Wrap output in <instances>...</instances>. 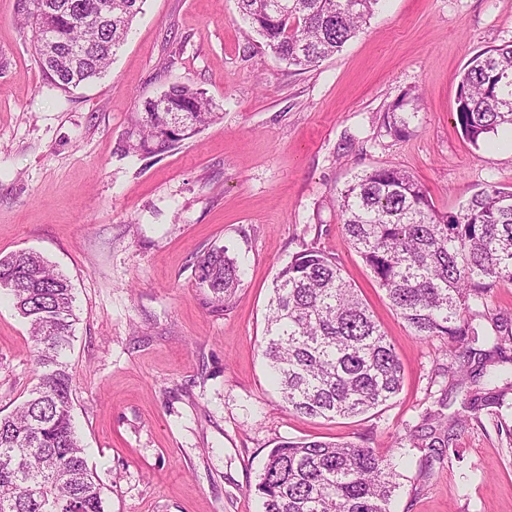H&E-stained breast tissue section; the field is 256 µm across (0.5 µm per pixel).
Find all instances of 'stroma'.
<instances>
[{
  "label": "stroma",
  "mask_w": 512,
  "mask_h": 512,
  "mask_svg": "<svg viewBox=\"0 0 512 512\" xmlns=\"http://www.w3.org/2000/svg\"><path fill=\"white\" fill-rule=\"evenodd\" d=\"M512 44V0H381L335 55L276 60L237 0H146L101 78L44 80L17 0H0V254L44 256L71 281L66 361L73 421L104 512H263L255 492L288 438L353 440L397 473L390 512H512V374L502 404L453 425L470 382L442 366L447 337H415L346 241L338 192L363 170L414 175L438 210L512 188V148L475 146L456 123L462 70ZM187 84L220 117L157 156L127 151L131 114ZM407 133L388 132L398 100ZM229 247L245 275L218 303L194 267ZM335 257L404 368L399 393L350 418L284 408L262 356L274 279L306 248ZM29 326L0 289V415L36 384ZM458 455L431 457L409 427L438 399Z\"/></svg>",
  "instance_id": "1"
}]
</instances>
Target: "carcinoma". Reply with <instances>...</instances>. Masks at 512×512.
Segmentation results:
<instances>
[{
    "mask_svg": "<svg viewBox=\"0 0 512 512\" xmlns=\"http://www.w3.org/2000/svg\"><path fill=\"white\" fill-rule=\"evenodd\" d=\"M19 8L35 39L53 34L57 55L84 47L83 63L61 68L38 52L44 79L67 92L102 75L145 0H112V26L98 21L105 0H27ZM243 19L273 55L304 69L335 54L372 17L379 0H237ZM404 103L388 109L385 126L407 132ZM216 113L203 93L173 85L146 100L135 116L128 149L160 155L196 135ZM456 121L477 146L512 126V44L481 51L463 68ZM346 238L369 268L397 315L421 339L444 335L464 349L448 374L476 383L493 372L512 333L490 335L472 305L490 289L512 284V190L489 186L455 212H440L409 173L375 167L355 176L338 195ZM200 285L224 303L242 271L229 248L209 250L196 263ZM27 319L42 368L39 381L9 415L0 416V512H104L101 487L88 468L72 416L71 377L64 353L73 337L74 296L69 279L42 256H0V284ZM270 299L263 355L286 409L302 417H355L397 395L403 370L394 345L322 250L295 253L278 272ZM491 388L475 392L462 411L497 404ZM393 472L373 449L353 442L295 439L268 453L256 492L264 512H389Z\"/></svg>",
    "mask_w": 512,
    "mask_h": 512,
    "instance_id": "carcinoma-1",
    "label": "carcinoma"
}]
</instances>
